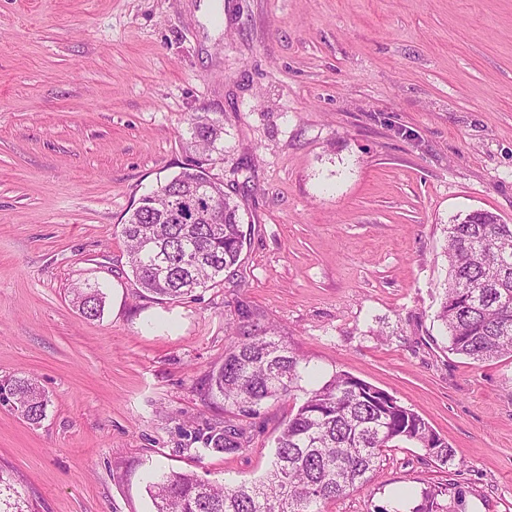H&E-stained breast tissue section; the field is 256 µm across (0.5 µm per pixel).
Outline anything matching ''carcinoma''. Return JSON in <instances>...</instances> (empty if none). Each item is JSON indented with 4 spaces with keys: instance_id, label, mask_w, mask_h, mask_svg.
Masks as SVG:
<instances>
[{
    "instance_id": "cac0c4a2",
    "label": "carcinoma",
    "mask_w": 512,
    "mask_h": 512,
    "mask_svg": "<svg viewBox=\"0 0 512 512\" xmlns=\"http://www.w3.org/2000/svg\"><path fill=\"white\" fill-rule=\"evenodd\" d=\"M193 158L143 196L121 224L128 263L141 288L161 300H182L238 275L246 243L240 206L210 173L224 159V121L209 113L186 120L181 134ZM447 279L437 320L449 350L475 363L512 357V224L477 210L448 225ZM84 318L101 316L105 296L88 285L73 289ZM224 361L208 376V391L224 401L229 418L208 428L205 445L221 452L242 448L240 417L258 414L268 401L301 390V358L277 326L250 304L237 301L226 320ZM6 389L32 424L45 415L47 397L29 377ZM411 444L440 466L454 465L455 451L413 409L346 373L307 392L275 440L270 467L253 483L227 487L192 473H163L147 486L156 512H324L323 504L368 482L384 453ZM455 482L428 486L407 512H464Z\"/></svg>"
}]
</instances>
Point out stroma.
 Here are the masks:
<instances>
[{"mask_svg": "<svg viewBox=\"0 0 512 512\" xmlns=\"http://www.w3.org/2000/svg\"><path fill=\"white\" fill-rule=\"evenodd\" d=\"M224 119L212 174L241 208L239 286L160 301L120 224L181 171L185 120ZM512 224V0H0V384L31 377L30 424L0 402V503L155 512L150 475L262 477L297 401L225 419L207 374L246 299L310 390L360 378L456 452L389 449L326 512H374L455 480L466 512H512V358L452 353L435 319L446 228ZM99 284L100 319L69 288Z\"/></svg>", "mask_w": 512, "mask_h": 512, "instance_id": "35a3bbf8", "label": "stroma"}]
</instances>
